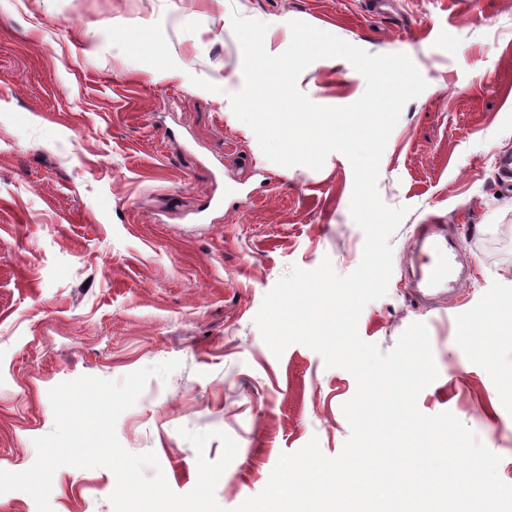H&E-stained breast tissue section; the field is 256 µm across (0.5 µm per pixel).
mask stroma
Segmentation results:
<instances>
[{"label":"stroma","instance_id":"35a3bbf8","mask_svg":"<svg viewBox=\"0 0 512 512\" xmlns=\"http://www.w3.org/2000/svg\"><path fill=\"white\" fill-rule=\"evenodd\" d=\"M235 14L268 23L269 53L298 19L407 54L426 80L381 158L382 200L409 212L390 238L388 293L358 331L388 352L424 323L438 377L419 409L451 412L512 483V340L489 361L464 333L490 307L512 309V188L497 174L512 154V0H387L377 14L364 0H0V470L34 463V439L54 427L52 387L174 359L116 434L154 453L175 493L198 479L183 427L211 432V461L215 431L236 440L215 491L228 512L264 489L281 454L314 438L333 457L349 438L352 375L301 344L274 355L254 317L291 266H358L352 165L339 152L318 170L264 155L229 99L244 83ZM298 87L346 106L366 81L325 58ZM420 224L456 225L462 245L465 274L434 310L411 291ZM115 485L107 468L61 467L52 512H113Z\"/></svg>","mask_w":512,"mask_h":512}]
</instances>
